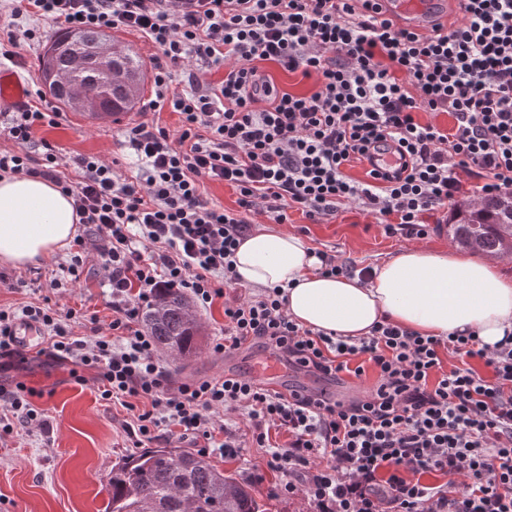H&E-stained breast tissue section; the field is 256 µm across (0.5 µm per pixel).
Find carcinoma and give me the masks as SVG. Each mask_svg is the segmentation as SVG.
I'll return each mask as SVG.
<instances>
[{"mask_svg": "<svg viewBox=\"0 0 512 512\" xmlns=\"http://www.w3.org/2000/svg\"><path fill=\"white\" fill-rule=\"evenodd\" d=\"M104 33L94 30L59 34L39 59L38 78L63 106L71 105V82L95 89L97 111L134 112L143 89L121 74L145 78L144 62L129 50L104 67L85 53ZM455 241L483 253H495L512 241V201L503 196L461 204L448 221ZM186 296L173 289L159 293L144 321L157 347L181 356L199 348L201 326L189 318ZM111 495L105 512H266L249 485L218 470L204 457L184 448H147L112 467Z\"/></svg>", "mask_w": 512, "mask_h": 512, "instance_id": "obj_1", "label": "carcinoma"}]
</instances>
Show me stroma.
Returning <instances> with one entry per match:
<instances>
[{
    "instance_id": "35a3bbf8",
    "label": "stroma",
    "mask_w": 512,
    "mask_h": 512,
    "mask_svg": "<svg viewBox=\"0 0 512 512\" xmlns=\"http://www.w3.org/2000/svg\"><path fill=\"white\" fill-rule=\"evenodd\" d=\"M46 142L66 155H96L116 161L119 170L128 175L136 174L141 166L123 137L104 125L87 126L70 111L64 112L59 125L38 129L28 149L40 155ZM287 229L312 250L359 267L377 265L410 244L409 238L385 235L372 216L354 208L317 222L292 211ZM59 260L55 254L20 270L0 264V306L18 308L47 301L59 308L89 309L108 319V296L97 276H89L63 293L48 292L47 283L61 274ZM195 314L203 330L199 350L180 358L166 351L161 354L173 385L224 373H246L268 356V349L259 345L230 358L212 353V341L224 334L223 300H216L211 308L196 309ZM8 375L34 390L33 401L44 409L47 427L19 426L12 434L0 435V512H104L112 466L131 453L123 429L126 410L119 403L101 400L93 382H76L67 366L45 357L29 359ZM217 420L235 431L242 450L234 458L211 455L213 465L252 481L256 496L267 503L269 512H317L304 495H274L282 475L267 468L264 449L253 447L245 415L222 412Z\"/></svg>"
}]
</instances>
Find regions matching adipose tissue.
<instances>
[{
	"mask_svg": "<svg viewBox=\"0 0 512 512\" xmlns=\"http://www.w3.org/2000/svg\"><path fill=\"white\" fill-rule=\"evenodd\" d=\"M71 200L51 182L0 178V263L25 268L73 238ZM506 260L407 247L376 265L373 277H327L296 234L257 227L236 252L242 285L285 286L286 314L299 325L353 338L389 318L424 336H476L492 346L512 332V277Z\"/></svg>",
	"mask_w": 512,
	"mask_h": 512,
	"instance_id": "obj_1",
	"label": "adipose tissue"
}]
</instances>
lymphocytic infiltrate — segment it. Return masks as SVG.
<instances>
[{"instance_id": "obj_1", "label": "lymphocytic infiltrate", "mask_w": 512, "mask_h": 512, "mask_svg": "<svg viewBox=\"0 0 512 512\" xmlns=\"http://www.w3.org/2000/svg\"><path fill=\"white\" fill-rule=\"evenodd\" d=\"M462 2L455 22L417 31L379 17L371 0H0L11 16L36 21L0 36L1 57L40 41L48 25L147 35L160 50L148 108L180 116L174 131L148 120L122 129L142 161L128 176L97 156L31 155L35 129L60 117L51 99L8 114L0 134L15 147L0 150V177L52 182L86 229L52 287L80 284L96 252L111 318L46 303L0 307V370L27 361L16 327H35L38 355L68 363L72 377L90 374L101 399L123 402L136 448L174 433L200 456L236 457L240 443L218 433L214 416L245 411L253 444L283 475L279 493L304 492L318 512H512L511 332L489 348L384 320L353 339L300 327L282 286L225 296L255 216L284 224L296 209L316 220L350 204L385 234L419 239L424 215L454 202L461 173H476L485 197L512 189V0ZM267 63L314 78V89H280ZM212 68L223 69L221 82L202 79ZM421 111L448 113L453 125L421 123ZM388 151L398 167L348 175ZM208 181L237 190V211L204 199ZM165 289L204 307L223 299L215 353L258 343L321 378L371 372L375 381L349 400L285 395L240 375L171 388L141 325ZM444 350L456 366L443 367ZM0 404L1 432L47 425L23 382H0ZM274 429L287 443L271 441ZM427 472L444 483L422 484Z\"/></svg>"}]
</instances>
